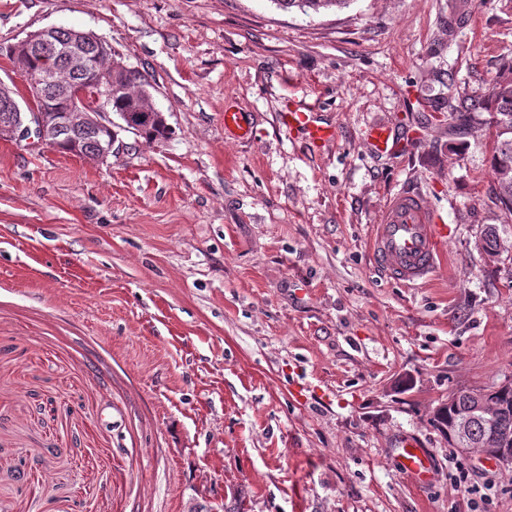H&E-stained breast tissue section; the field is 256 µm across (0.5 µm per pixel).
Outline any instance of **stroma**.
Masks as SVG:
<instances>
[{"mask_svg": "<svg viewBox=\"0 0 512 512\" xmlns=\"http://www.w3.org/2000/svg\"><path fill=\"white\" fill-rule=\"evenodd\" d=\"M0 0L2 48L94 32L146 75L170 130L106 162L0 139V512H512V465L435 425L460 387L512 377V254L487 114L512 0ZM313 105V147L281 115ZM243 112L251 139L224 129ZM386 121L404 151L369 152ZM446 224L436 272L375 268L389 193ZM433 474L416 483L398 444ZM281 10L292 11L298 9L303 12L313 10L319 12L320 9H329L331 7L347 5L351 0H272ZM501 241L503 243L508 242L507 240H504L503 238L500 237L496 230V227L491 225L486 228V230L484 231L479 240L478 247L487 257L488 261L496 263L500 260L503 253H508L509 250H512L511 243L509 246L505 244L503 247L506 249L504 250ZM403 450V466L407 473L419 482H426L431 474V460L422 448L417 444L406 441L401 444Z\"/></svg>", "mask_w": 512, "mask_h": 512, "instance_id": "35a3bbf8", "label": "stroma"}]
</instances>
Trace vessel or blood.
Instances as JSON below:
<instances>
[{
  "mask_svg": "<svg viewBox=\"0 0 512 512\" xmlns=\"http://www.w3.org/2000/svg\"><path fill=\"white\" fill-rule=\"evenodd\" d=\"M284 121L289 129L303 131L315 145L334 139L336 129L317 120L309 107L298 105L286 112ZM370 152L385 154L404 146L394 127L374 125L367 134ZM445 234L434 209L414 189H401L389 194L382 214L373 226L371 250L374 262L391 280L415 287L433 273L440 258V242ZM403 466L419 482L431 474V460L423 449L410 441L403 442Z\"/></svg>",
  "mask_w": 512,
  "mask_h": 512,
  "instance_id": "b4317fda",
  "label": "vessel or blood"
}]
</instances>
